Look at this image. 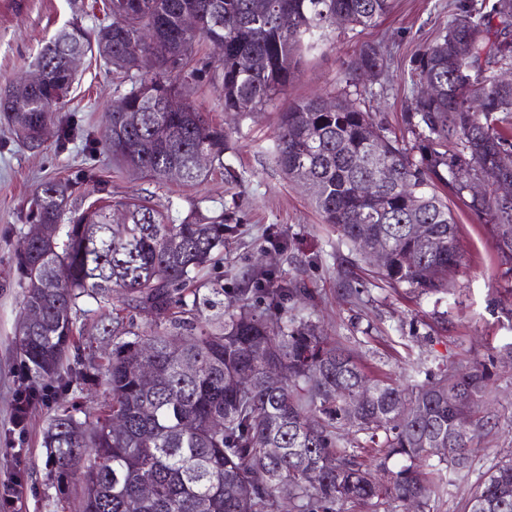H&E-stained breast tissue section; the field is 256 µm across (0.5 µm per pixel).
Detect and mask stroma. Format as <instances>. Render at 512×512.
I'll return each mask as SVG.
<instances>
[{
  "label": "stroma",
  "instance_id": "1",
  "mask_svg": "<svg viewBox=\"0 0 512 512\" xmlns=\"http://www.w3.org/2000/svg\"><path fill=\"white\" fill-rule=\"evenodd\" d=\"M103 19L100 0H23L18 9L11 0H0V91L34 68L41 47L59 28L74 23L92 29ZM447 23L448 0H395L392 13L376 26L330 31L321 50L303 57L286 93L274 105L245 116L225 111L220 82L198 81L189 101L228 135L233 152L226 162L236 174L232 181L215 168L191 186H158L118 169L98 147L115 98V79L111 67L94 55L81 61L67 104L52 113L41 142L17 141L0 119V481L13 475L16 460L24 461L26 490L18 512H78L80 483H58L43 444L44 429L59 402L73 407L79 419L100 408L107 395L95 367L105 364L112 350L111 337L101 333L96 319L82 321V337L60 375L49 381L47 400L31 410L24 430L13 428L12 395L22 381L15 347L22 300L15 248L29 228L31 201L44 180L73 182L75 209L97 199L102 185L103 194L117 199L151 195L176 221L194 200L210 212H225L236 231L225 239L223 265L206 271L207 277L223 278L225 302L238 297L251 270L270 269L278 279L311 292V299L293 307L294 315L341 341L368 372L395 385L421 383L444 369L464 372L491 363V356L512 342V301L499 300L508 285L506 267L487 226L466 208L454 207L462 258L453 273L454 291L418 295L382 280L354 246L340 242L270 153L279 112L288 102L317 95L359 97L388 135L413 145L402 123L412 88L410 57ZM367 44L385 50L387 66L357 89L347 83L342 64ZM60 124L71 129L64 143L55 135ZM273 230L288 239L287 250L268 249L266 238ZM348 288L357 290V298H344ZM491 365L483 407L487 421L473 439L470 463L449 494L430 501L426 512H464L473 490L512 455V367Z\"/></svg>",
  "mask_w": 512,
  "mask_h": 512
}]
</instances>
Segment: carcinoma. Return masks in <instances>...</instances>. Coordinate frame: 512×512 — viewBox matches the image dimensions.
<instances>
[{"label":"carcinoma","instance_id":"obj_1","mask_svg":"<svg viewBox=\"0 0 512 512\" xmlns=\"http://www.w3.org/2000/svg\"><path fill=\"white\" fill-rule=\"evenodd\" d=\"M102 0L110 22L88 30L59 29L42 47L43 81L23 98L0 95V113L15 134L35 142L36 127L61 109L75 81L73 53H90L117 75L111 121L99 145L113 162L158 185L182 170L193 185L208 171L195 165L202 151L234 177L224 127L194 107L161 112L160 98H187L198 78L221 82L224 111L255 112L283 94L303 53L318 49L326 32L371 27L394 0ZM288 13V29L277 13ZM194 14L197 34L182 28ZM341 23H336V19ZM148 40L158 61L141 74L131 43ZM224 41L217 64L189 68L195 43ZM243 58L252 71L238 68ZM512 62V0H452L448 26L410 59L417 84L440 92L413 93L402 118L412 155L386 135L355 99L310 97L279 113L272 146L288 180L306 194L340 239L383 251L377 267L393 286L421 294L448 293L459 266L457 224L448 197L485 224L512 279V200L497 194L512 182L499 162L512 149L501 127L512 116V84L486 72ZM386 67L380 46L365 45L344 64L355 80ZM375 184L361 199L354 184ZM485 185L481 195L470 184ZM73 185L47 180L33 200L37 239H21L16 254L22 312L17 354L33 377L60 371L79 333V317L102 310L118 293V312L103 325L112 337L101 379L108 391L95 419L63 410L44 435L58 478L78 476L82 512H334L350 505L366 512H422L447 493L444 468L466 467L471 438L455 433L459 417L473 419L490 373L445 371L402 389L366 372L344 344L322 335L288 304L302 289L276 282L267 269L250 274L247 293L266 307L224 304V282L201 272L224 263V240L234 231L224 213L200 203L176 223L148 196L99 198L70 210ZM155 325L140 334L134 315ZM371 390L355 402L362 388ZM223 427L213 425L215 418ZM351 438L340 442V431ZM512 484V458L494 467L471 494L467 512H512L498 488Z\"/></svg>","mask_w":512,"mask_h":512}]
</instances>
